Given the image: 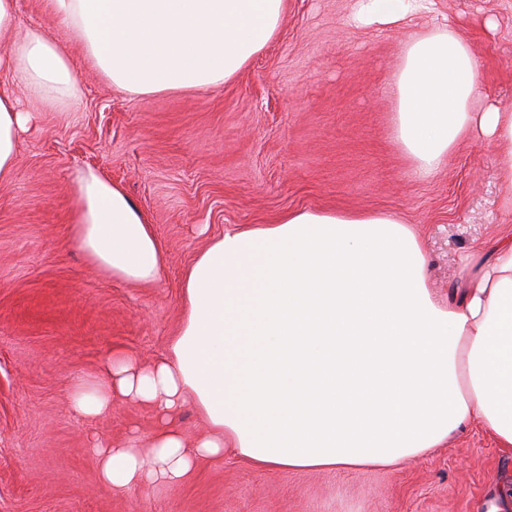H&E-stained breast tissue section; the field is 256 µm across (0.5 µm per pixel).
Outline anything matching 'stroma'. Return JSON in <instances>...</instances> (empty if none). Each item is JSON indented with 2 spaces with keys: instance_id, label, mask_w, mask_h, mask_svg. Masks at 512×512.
Listing matches in <instances>:
<instances>
[{
  "instance_id": "1",
  "label": "stroma",
  "mask_w": 512,
  "mask_h": 512,
  "mask_svg": "<svg viewBox=\"0 0 512 512\" xmlns=\"http://www.w3.org/2000/svg\"><path fill=\"white\" fill-rule=\"evenodd\" d=\"M356 0H287L276 37L217 87L133 97L72 60L78 105L12 92L35 120L17 173L0 184V512H486L512 483V452L469 425L394 468L267 470L234 455L174 486L113 492L97 479L89 434H150L144 406L114 402L77 422L73 382L124 349L149 363L181 319L183 275L208 239L302 208L385 210L416 227L431 288L447 294L460 259L512 229L496 150L481 139L421 178L391 132L393 85L418 33L447 27L471 45L481 99L512 109V0H428L390 28L357 26ZM124 188L165 251L158 280L105 278L71 242L76 174Z\"/></svg>"
}]
</instances>
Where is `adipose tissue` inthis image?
Wrapping results in <instances>:
<instances>
[{"label":"adipose tissue","instance_id":"ef3b65f1","mask_svg":"<svg viewBox=\"0 0 512 512\" xmlns=\"http://www.w3.org/2000/svg\"><path fill=\"white\" fill-rule=\"evenodd\" d=\"M87 64L133 97L235 78L276 34L285 0H46ZM0 0V62L54 103L83 96L69 49L20 28ZM420 0H359L362 26L404 22ZM480 65L451 30L416 35L395 81L394 140L415 175L438 171L463 141L497 150L501 205L512 211V110L477 105ZM31 121L0 90V183L17 170ZM72 239L99 274L157 280L163 249L125 190L93 171L74 183ZM183 312L165 356L118 350L72 385L75 419L113 400L149 406L154 431L92 441L99 481L122 492L175 484L201 460L231 453L275 470L392 467L441 447L468 425L512 450V235L463 257L447 297L428 286L423 242L385 211L301 209L230 230L187 269ZM193 404L207 432L176 420Z\"/></svg>","mask_w":512,"mask_h":512}]
</instances>
